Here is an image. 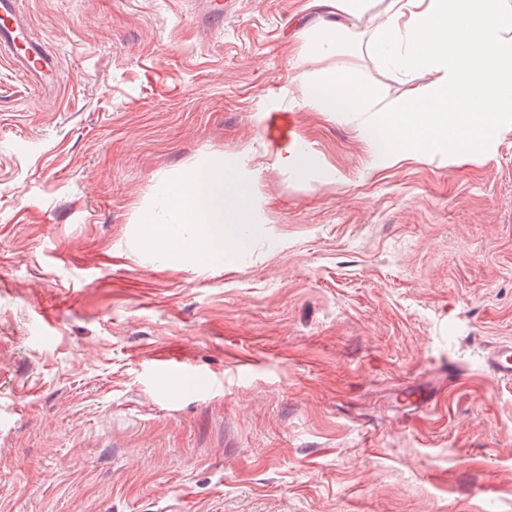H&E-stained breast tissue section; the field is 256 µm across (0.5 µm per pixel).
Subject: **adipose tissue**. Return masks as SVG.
Here are the masks:
<instances>
[{"mask_svg": "<svg viewBox=\"0 0 512 512\" xmlns=\"http://www.w3.org/2000/svg\"><path fill=\"white\" fill-rule=\"evenodd\" d=\"M380 65L412 82L407 98L385 101L354 69L329 66L302 86L320 112L369 114L364 134L376 164L410 154L464 155L512 120V0H388L370 34ZM431 74L416 85L421 74ZM253 188L223 158L186 170L164 206L146 211L144 246L156 256L199 265L200 254H233L254 223Z\"/></svg>", "mask_w": 512, "mask_h": 512, "instance_id": "1", "label": "adipose tissue"}]
</instances>
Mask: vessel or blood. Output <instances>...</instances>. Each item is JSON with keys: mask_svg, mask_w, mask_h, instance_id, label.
<instances>
[{"mask_svg": "<svg viewBox=\"0 0 512 512\" xmlns=\"http://www.w3.org/2000/svg\"><path fill=\"white\" fill-rule=\"evenodd\" d=\"M0 53L7 55L15 70L39 86L56 85L58 64L45 46L34 38L30 22L22 8V0H0ZM486 371L500 380H512V343L493 347L485 359ZM444 382L427 388L407 387L400 395L405 402L425 406L438 401L448 385L460 378L455 368L444 369Z\"/></svg>", "mask_w": 512, "mask_h": 512, "instance_id": "obj_1", "label": "vessel or blood"}]
</instances>
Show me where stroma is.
I'll list each match as a JSON object with an SVG mask.
<instances>
[{
  "label": "stroma",
  "mask_w": 512,
  "mask_h": 512,
  "mask_svg": "<svg viewBox=\"0 0 512 512\" xmlns=\"http://www.w3.org/2000/svg\"><path fill=\"white\" fill-rule=\"evenodd\" d=\"M381 9L332 63L396 100ZM24 10L59 84L0 62V512H512V124L376 165L363 116L301 102L311 0ZM215 155L257 179L245 256L145 251L140 209ZM445 361L437 411L395 402ZM486 371L500 380H512V343L493 347L485 359Z\"/></svg>",
  "instance_id": "stroma-1"
}]
</instances>
